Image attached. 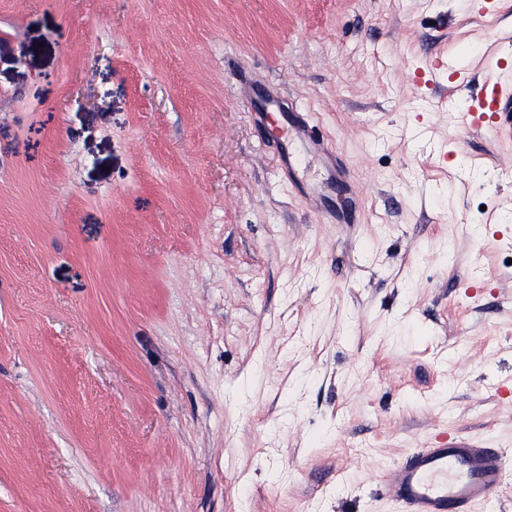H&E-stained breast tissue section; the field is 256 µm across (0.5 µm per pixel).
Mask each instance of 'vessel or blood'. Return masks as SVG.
<instances>
[{
	"instance_id": "1",
	"label": "vessel or blood",
	"mask_w": 512,
	"mask_h": 512,
	"mask_svg": "<svg viewBox=\"0 0 512 512\" xmlns=\"http://www.w3.org/2000/svg\"><path fill=\"white\" fill-rule=\"evenodd\" d=\"M459 121L468 130L488 129L512 146V83L473 89ZM288 130L335 161L328 140L315 137L303 118L293 117ZM511 476L512 454L457 438L412 451L394 467L388 492L402 512H467L493 498Z\"/></svg>"
}]
</instances>
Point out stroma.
Segmentation results:
<instances>
[{
	"mask_svg": "<svg viewBox=\"0 0 512 512\" xmlns=\"http://www.w3.org/2000/svg\"><path fill=\"white\" fill-rule=\"evenodd\" d=\"M509 34L512 0H0V512H397L438 435L512 448V148L420 72L496 81ZM244 83L346 180L313 151L296 189ZM292 132L298 139L304 141L315 149L320 150L328 159V161L335 168L336 165V154L332 150L329 140L322 138H316L313 135L312 128H309L308 123L299 116H292V121L289 123L286 130V134Z\"/></svg>",
	"mask_w": 512,
	"mask_h": 512,
	"instance_id": "1",
	"label": "stroma"
}]
</instances>
